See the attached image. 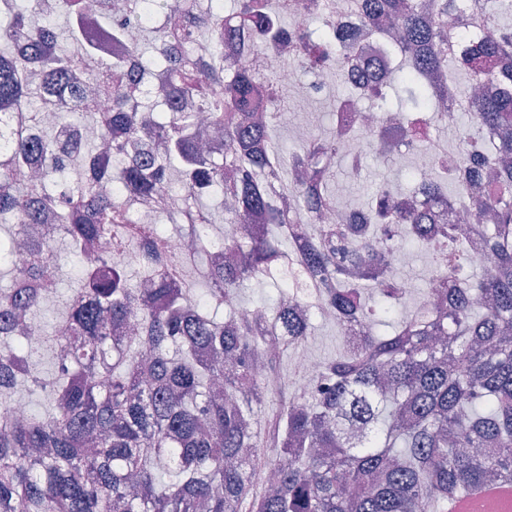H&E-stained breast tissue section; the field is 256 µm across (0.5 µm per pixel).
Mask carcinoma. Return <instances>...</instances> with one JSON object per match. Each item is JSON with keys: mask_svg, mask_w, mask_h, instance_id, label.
<instances>
[{"mask_svg": "<svg viewBox=\"0 0 512 512\" xmlns=\"http://www.w3.org/2000/svg\"><path fill=\"white\" fill-rule=\"evenodd\" d=\"M0 0V104L26 112L29 125L66 91L71 109L37 135L0 117V267L14 284L0 289V395L21 386L50 401L24 414L0 403V512H439V505L495 480L512 482V0H482L481 37L455 41L447 18L460 0H365L368 33L393 19L403 58L383 78L349 85L342 109L370 97L415 116L418 138L443 123L439 98L461 96L489 78L498 92L474 99L473 123L452 167L424 181L434 198L467 184L475 197L469 233L492 257L474 265L458 229L403 206L383 187L352 205L348 224H310L336 209L330 156L358 140L336 122L325 136L283 155L278 74L234 66L237 29H253L259 48L285 53L312 73L334 63L346 78L340 22L315 0ZM67 15L59 31L56 19ZM322 27L284 34L293 14ZM153 34L152 53L138 33ZM128 52L99 59L103 41ZM166 71L158 93H137V75ZM448 75L429 85L425 74ZM206 117L224 151L205 153L196 128ZM93 126L101 148L80 135ZM168 196L173 224L130 225L128 197ZM219 199L224 235L210 228ZM264 217L260 231L248 218ZM52 214L58 232L30 235L34 254L59 242L78 283L58 294L61 264L10 262L13 236ZM193 236L184 256L167 236ZM416 243L440 257L446 285L397 315L407 295L384 254ZM135 248L151 281L131 283L122 256ZM196 273L197 292L180 279ZM276 292V309L238 303L242 282ZM62 313L46 327V303ZM316 311L296 315L300 300ZM343 327L363 316L370 328L322 362L315 388L273 386L282 355L301 346L312 319ZM130 328L121 347L109 338ZM43 336L36 349L25 341ZM52 358L58 375L36 370ZM276 407L259 420L268 398ZM248 510H242L243 504Z\"/></svg>", "mask_w": 512, "mask_h": 512, "instance_id": "1", "label": "carcinoma"}]
</instances>
